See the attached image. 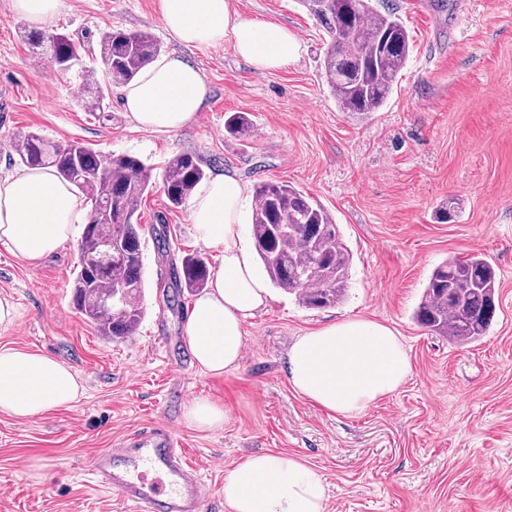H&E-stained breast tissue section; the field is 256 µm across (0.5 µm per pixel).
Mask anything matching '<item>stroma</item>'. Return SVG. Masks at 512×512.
I'll list each match as a JSON object with an SVG mask.
<instances>
[{"label": "stroma", "instance_id": "obj_1", "mask_svg": "<svg viewBox=\"0 0 512 512\" xmlns=\"http://www.w3.org/2000/svg\"><path fill=\"white\" fill-rule=\"evenodd\" d=\"M411 52L384 106L368 117L339 110L320 62L322 28L300 0H232L245 19L274 20L300 41L288 67L254 72L230 45L187 50L211 96L205 119L170 134L136 129L109 87L110 112H85L79 69L58 71L26 40L29 21L0 0V177L20 171L14 144L35 132L81 142L101 155L133 154L154 176L183 152L207 174H235L247 190L284 181L314 196L339 224L352 253L343 302L302 306L271 289L246 327L238 369L214 377L188 361L183 336L194 294L167 301L161 275L182 257L215 253L196 244L187 208L169 209L162 188L144 197V317L137 341L99 336L72 304L80 234L31 263L0 245V299L15 307L0 346L48 354L80 375L71 405L19 420L0 412V512H130L95 486L89 462L139 429L171 422L211 490L224 503V471L256 452L301 458L326 484L327 512H512V0H390ZM52 28L84 44L109 29L145 31L163 53L157 0H60ZM249 113L248 140L224 133V118ZM449 223L435 219L448 199ZM167 252H158L156 233ZM481 252L499 276L495 317L480 341L457 345L419 326L413 313L434 270ZM393 327L412 371L392 396L342 417L297 394L286 353L297 336L343 317ZM223 405V429L184 419L178 392ZM45 469H36L37 461Z\"/></svg>", "mask_w": 512, "mask_h": 512}]
</instances>
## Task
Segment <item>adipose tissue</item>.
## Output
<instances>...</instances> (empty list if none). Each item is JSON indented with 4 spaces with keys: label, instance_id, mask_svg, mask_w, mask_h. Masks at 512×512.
Wrapping results in <instances>:
<instances>
[{
    "label": "adipose tissue",
    "instance_id": "adipose-tissue-1",
    "mask_svg": "<svg viewBox=\"0 0 512 512\" xmlns=\"http://www.w3.org/2000/svg\"><path fill=\"white\" fill-rule=\"evenodd\" d=\"M165 31L186 47L231 45L255 70L288 66L299 42L275 21L241 18L231 0H157ZM209 95L200 70L175 53L159 56L123 90L135 126L167 134L195 121ZM246 190L232 174L216 173L193 196L188 219L195 239L218 254L208 290L193 304L184 342L203 373L221 376L239 365L245 325L269 300L243 233ZM88 206L76 188L48 170L0 178V244L16 258L40 261L63 248ZM411 373L398 333L353 316L298 336L288 350L293 390L342 416L362 413L395 393ZM76 371L40 352L0 347V412L29 420L74 403ZM230 512H326L325 482L302 459L250 455L224 473Z\"/></svg>",
    "mask_w": 512,
    "mask_h": 512
}]
</instances>
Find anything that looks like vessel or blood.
Returning a JSON list of instances; mask_svg holds the SVG:
<instances>
[{"instance_id":"vessel-or-blood-1","label":"vessel or blood","mask_w":512,"mask_h":512,"mask_svg":"<svg viewBox=\"0 0 512 512\" xmlns=\"http://www.w3.org/2000/svg\"><path fill=\"white\" fill-rule=\"evenodd\" d=\"M89 471L135 512H207L210 492L167 423L137 432L122 456L100 452Z\"/></svg>"}]
</instances>
